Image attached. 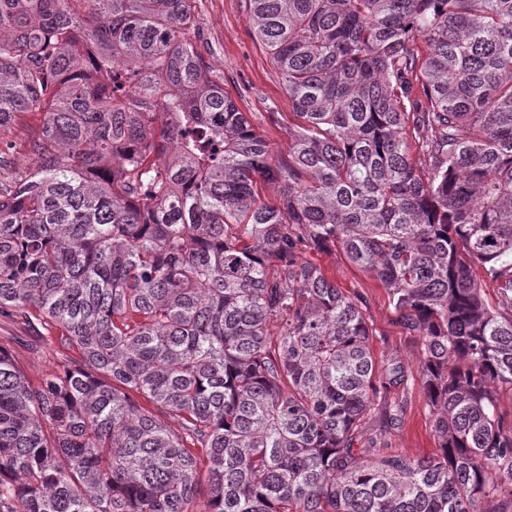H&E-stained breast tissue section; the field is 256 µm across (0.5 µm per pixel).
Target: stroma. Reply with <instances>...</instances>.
<instances>
[{
    "instance_id": "1",
    "label": "stroma",
    "mask_w": 512,
    "mask_h": 512,
    "mask_svg": "<svg viewBox=\"0 0 512 512\" xmlns=\"http://www.w3.org/2000/svg\"><path fill=\"white\" fill-rule=\"evenodd\" d=\"M195 26L211 52L206 61L224 78V93L248 112L255 130L269 143L274 157L288 154V128L294 117L282 79L265 47L255 37L242 0H196ZM343 292L359 293L363 312L374 330L371 339L377 361L395 360L409 375L406 386L390 390L389 399L404 411L395 423L370 420L364 438H376L390 451L431 457L439 449L418 367L422 339L406 333L395 321L386 288L372 274L349 262L340 250L310 253ZM56 329L29 333L19 322L0 317V345L9 349L31 380H38L56 363Z\"/></svg>"
}]
</instances>
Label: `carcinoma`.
<instances>
[{
    "label": "carcinoma",
    "instance_id": "cac0c4a2",
    "mask_svg": "<svg viewBox=\"0 0 512 512\" xmlns=\"http://www.w3.org/2000/svg\"><path fill=\"white\" fill-rule=\"evenodd\" d=\"M194 2L0 0V316L59 328L36 382L0 345V512H512V0H244L279 159ZM332 247L423 337L430 458L354 447L405 375Z\"/></svg>",
    "mask_w": 512,
    "mask_h": 512
}]
</instances>
